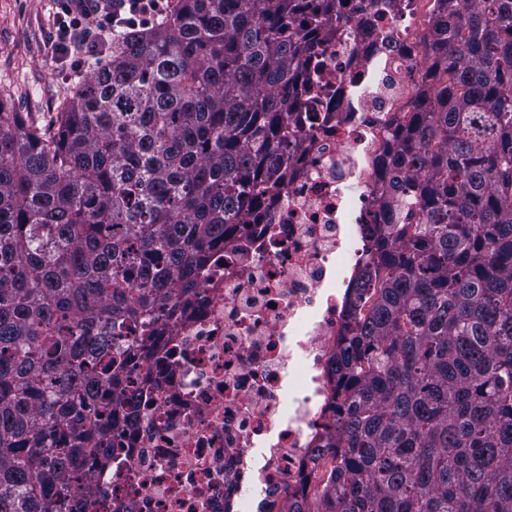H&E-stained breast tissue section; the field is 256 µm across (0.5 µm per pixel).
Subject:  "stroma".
Here are the masks:
<instances>
[{"instance_id":"obj_1","label":"stroma","mask_w":512,"mask_h":512,"mask_svg":"<svg viewBox=\"0 0 512 512\" xmlns=\"http://www.w3.org/2000/svg\"><path fill=\"white\" fill-rule=\"evenodd\" d=\"M51 0H0V108L51 128L69 92L68 72L50 59Z\"/></svg>"}]
</instances>
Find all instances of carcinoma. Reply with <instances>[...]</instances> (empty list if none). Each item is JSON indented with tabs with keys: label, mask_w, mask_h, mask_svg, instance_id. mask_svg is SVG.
Here are the masks:
<instances>
[{
	"label": "carcinoma",
	"mask_w": 512,
	"mask_h": 512,
	"mask_svg": "<svg viewBox=\"0 0 512 512\" xmlns=\"http://www.w3.org/2000/svg\"><path fill=\"white\" fill-rule=\"evenodd\" d=\"M342 0H175L49 135L0 111V512L69 502L135 394L119 338L194 287L290 161ZM396 188L333 371L335 464L288 512H512V0H441Z\"/></svg>",
	"instance_id": "obj_1"
}]
</instances>
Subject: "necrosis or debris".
I'll list each match as a JSON object with an SVG mask.
<instances>
[{
	"label": "necrosis or debris",
	"instance_id": "obj_1",
	"mask_svg": "<svg viewBox=\"0 0 512 512\" xmlns=\"http://www.w3.org/2000/svg\"><path fill=\"white\" fill-rule=\"evenodd\" d=\"M436 0H351L309 64L292 125L298 150L175 291L149 357L130 369L133 412L107 464L87 461L100 512H288L329 470L314 455L336 418L331 363L374 227L405 211L396 190L399 121L427 80Z\"/></svg>",
	"mask_w": 512,
	"mask_h": 512
}]
</instances>
